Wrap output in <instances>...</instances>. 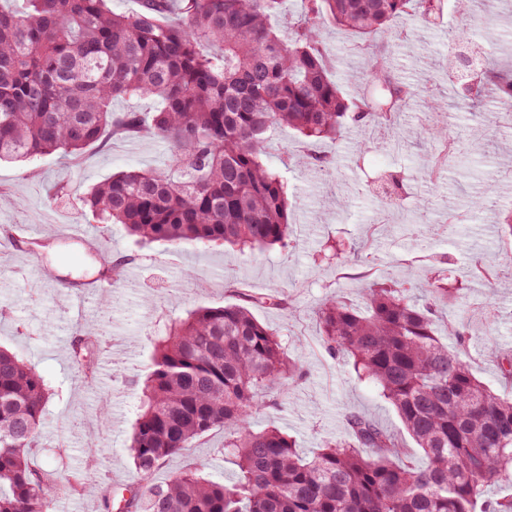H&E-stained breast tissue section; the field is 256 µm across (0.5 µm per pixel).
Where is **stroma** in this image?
Listing matches in <instances>:
<instances>
[{"instance_id":"stroma-1","label":"stroma","mask_w":512,"mask_h":512,"mask_svg":"<svg viewBox=\"0 0 512 512\" xmlns=\"http://www.w3.org/2000/svg\"><path fill=\"white\" fill-rule=\"evenodd\" d=\"M462 27L502 65L512 64V0H485L474 9L463 0H445L434 24H423L412 12L383 39L394 73L410 86L428 83L447 91L450 35ZM322 42L345 95L360 97L364 86L349 75L364 70L366 52L355 49L353 34L332 26L324 27ZM497 109L491 99L476 111L449 108V134L475 135L484 147L439 172L434 166L445 148L422 127L425 107L418 97L400 116L414 135L397 154L383 126H355L337 141H304L287 129H272L265 161L294 196L291 242L285 249L233 258L220 247L140 245L121 225L98 224L88 211L50 204L49 191L60 182L81 194L132 166L164 168L170 150L157 140L118 135L70 163L54 155L0 161V226L16 234L27 224L85 225L113 259L124 261L126 277L137 276L136 287L125 277L105 292L86 295L80 286L95 276L93 257L68 268L50 255L30 256L22 242L0 240V347L18 353L50 387L30 454L33 465L54 471L64 485L50 512H104L87 486L137 483L129 444L153 338L202 301L243 304L257 293L282 300L281 308L257 307L253 314L284 340L303 344L301 375L283 386L277 409L258 412L251 422L257 430L275 424L308 454L344 435L346 414L357 412L401 438L408 460L421 457L393 407L321 341L315 316L320 303L336 293L360 301L362 288L374 282L394 280L413 289L418 278L444 274L457 294L439 319L461 328L460 336H448L449 345H462L476 375L512 396V383L498 368L500 355L512 352V239L498 230L499 209L512 208V125L493 123ZM303 152L326 158V165L296 167L292 157ZM338 193L346 196L339 211L332 206ZM483 195L489 206L472 209V199ZM478 261L491 269V279L472 277ZM189 269L194 279L186 278ZM98 317L103 328L92 348L95 371L87 377L70 352L77 325ZM103 398L109 406L104 417L97 412ZM223 446V429H213L188 454L158 469L154 482L185 470L231 481L234 467L225 462Z\"/></svg>"}]
</instances>
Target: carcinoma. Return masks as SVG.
<instances>
[{"instance_id": "cac0c4a2", "label": "carcinoma", "mask_w": 512, "mask_h": 512, "mask_svg": "<svg viewBox=\"0 0 512 512\" xmlns=\"http://www.w3.org/2000/svg\"><path fill=\"white\" fill-rule=\"evenodd\" d=\"M0 5V160L57 154L73 160L107 133L138 132L166 143L165 168L131 167L77 198L99 224H121L142 242L224 244L243 252L290 243L288 183L264 163L277 126L305 139H337L348 125H396L416 90L395 77L377 39L416 8L434 21L444 0H301L303 18L277 28L287 0H144L116 14L109 0H24ZM358 36L371 63L352 101L330 76L321 29ZM475 72L449 61L456 105L492 93L512 110V76L473 45ZM153 97L150 123L115 112L119 98ZM430 136L448 142L447 100L428 96ZM413 297L400 284L373 283L362 305L344 295L322 302L327 352L374 383L421 448L401 460L399 438L357 413L346 435L311 457L279 427L255 430L251 416L276 407L275 394L299 376L279 332L248 306L200 305L154 337L131 454L142 484L126 512H512V495L482 500L485 486H512V397L472 373L462 351L438 334L437 311L453 292L427 279ZM73 357L88 360L93 323ZM48 399L44 377L0 349V512H49L60 490L29 453ZM224 430L229 484L195 471L163 484L152 476L210 430Z\"/></svg>"}]
</instances>
